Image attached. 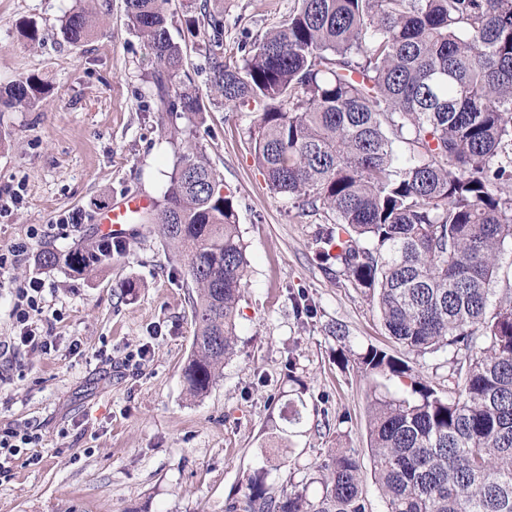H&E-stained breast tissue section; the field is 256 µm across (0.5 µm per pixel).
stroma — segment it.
I'll list each match as a JSON object with an SVG mask.
<instances>
[{
  "instance_id": "obj_1",
  "label": "stroma",
  "mask_w": 512,
  "mask_h": 512,
  "mask_svg": "<svg viewBox=\"0 0 512 512\" xmlns=\"http://www.w3.org/2000/svg\"><path fill=\"white\" fill-rule=\"evenodd\" d=\"M74 0H0V86L31 74L51 87L45 106L0 112V246L29 250L0 272V342L16 336V289L45 282L40 324L50 354L0 361V431L32 427L41 441L0 473V512H226L246 481L266 470L274 425L287 402L288 464L267 471L274 491L317 495L318 466L337 448L362 464L369 512H383L368 448L369 383L357 357L376 346L403 351L366 294L341 267H324L312 241L324 219L273 194L255 166V115L213 99L205 34L175 33L207 101L202 119H180L230 190L247 245L248 285L237 353L204 396H190L182 369L192 353L193 284L174 250L133 225L100 272L44 269L40 250L61 253L100 238L93 217L125 193L163 201L175 153L144 106L150 51L129 29L124 0H111L99 32L80 47L59 34ZM297 0H224V50L262 37ZM43 36L28 43L23 25ZM80 222H67L71 213ZM304 294L311 315H296ZM343 325L345 338L333 335ZM148 346V360L124 365Z\"/></svg>"
}]
</instances>
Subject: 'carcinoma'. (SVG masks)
Wrapping results in <instances>:
<instances>
[{"instance_id":"cac0c4a2","label":"carcinoma","mask_w":512,"mask_h":512,"mask_svg":"<svg viewBox=\"0 0 512 512\" xmlns=\"http://www.w3.org/2000/svg\"><path fill=\"white\" fill-rule=\"evenodd\" d=\"M59 34L96 33L95 0H75ZM169 0H125L128 26L155 62L153 98L176 161L163 203L144 223L184 262L196 288L189 392H208L235 353L246 246L231 195L180 116L207 111L170 34ZM224 0L204 5L212 92L256 114L253 161L269 189L331 223L314 239L375 302L407 353L448 352V389L370 348L366 379L405 394L369 403L372 472L384 512H512V288L494 303L499 258L512 245V0H298L262 38L224 54ZM34 77L0 88V108L33 107ZM112 259L97 244L45 249L38 264L83 275ZM321 494L279 495L265 473L228 512H367L350 448L321 465Z\"/></svg>"}]
</instances>
